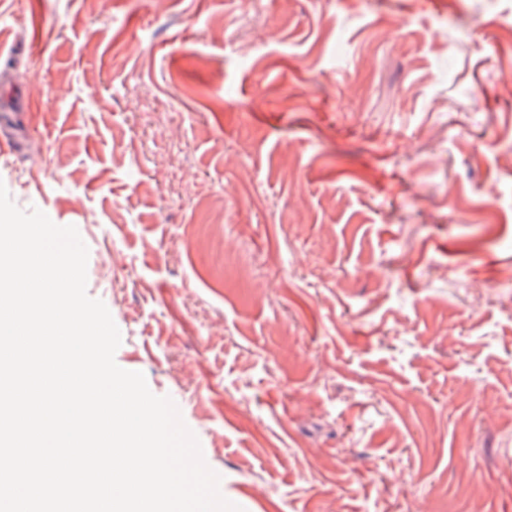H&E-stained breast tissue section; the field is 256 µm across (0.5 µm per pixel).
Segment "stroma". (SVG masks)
<instances>
[{
	"label": "stroma",
	"instance_id": "stroma-1",
	"mask_svg": "<svg viewBox=\"0 0 512 512\" xmlns=\"http://www.w3.org/2000/svg\"><path fill=\"white\" fill-rule=\"evenodd\" d=\"M508 80L512 0H0V182L244 512H512Z\"/></svg>",
	"mask_w": 512,
	"mask_h": 512
}]
</instances>
